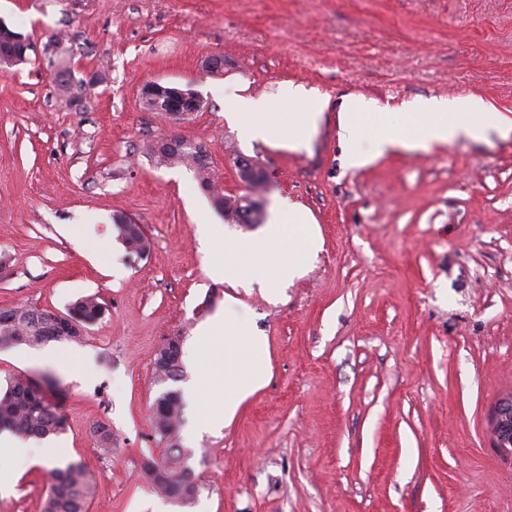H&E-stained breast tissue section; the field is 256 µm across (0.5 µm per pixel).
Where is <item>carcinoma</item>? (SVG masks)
<instances>
[{"label":"carcinoma","instance_id":"1","mask_svg":"<svg viewBox=\"0 0 512 512\" xmlns=\"http://www.w3.org/2000/svg\"><path fill=\"white\" fill-rule=\"evenodd\" d=\"M149 153L161 166H184L192 171L199 188L212 197L217 211L224 213V196L217 190L214 170L206 161L204 152L187 146L179 151H167L153 143L149 145ZM115 228L127 250L137 255L146 252L148 242L142 225L121 218L116 221ZM103 311L104 305L88 296L73 302L66 316L97 321ZM45 331L46 324L35 321L30 307H10L7 317L0 318V349L40 345ZM155 374L161 383L167 380L176 382L182 376V362L162 348L155 360ZM152 414L155 433L165 439L174 437L183 423V402L179 391L167 389L162 392L158 397V407ZM64 428L65 418L57 404L28 376L12 378L5 391L0 392V430L6 429L21 438L43 439ZM143 468L157 493L175 499L180 505L195 501L199 484L184 465L180 449H168L167 458L161 466L153 458H145ZM93 487V478L83 461L55 466L49 471L43 512H87Z\"/></svg>","mask_w":512,"mask_h":512}]
</instances>
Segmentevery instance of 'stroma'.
<instances>
[{"label": "stroma", "mask_w": 512, "mask_h": 512, "mask_svg": "<svg viewBox=\"0 0 512 512\" xmlns=\"http://www.w3.org/2000/svg\"><path fill=\"white\" fill-rule=\"evenodd\" d=\"M0 20L35 45L0 69V307L106 308L78 341L0 350V389L56 381L66 426L25 445L87 462L89 512H512V455L491 436L512 393V137L352 170L337 135L352 95L396 112L472 94L512 114V0H0ZM212 53L224 74L203 70ZM153 81L202 109L148 111ZM287 82L327 100L306 150L225 119L226 98ZM168 136L207 149L225 195L245 192L240 153L265 171L264 212L310 211L323 248L277 302L210 276L204 223L262 227L223 222L192 171L156 165L146 146ZM119 215L143 226L144 256L118 241ZM228 308L267 336L271 376L230 425L179 439L200 485L184 507L142 468L170 446L154 361ZM47 480L39 461L1 474L0 512H41Z\"/></svg>", "instance_id": "stroma-1"}]
</instances>
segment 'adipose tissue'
I'll list each match as a JSON object with an SVG mask.
<instances>
[{
    "mask_svg": "<svg viewBox=\"0 0 512 512\" xmlns=\"http://www.w3.org/2000/svg\"><path fill=\"white\" fill-rule=\"evenodd\" d=\"M325 107L324 97L294 83L281 87L272 99L236 96L224 102L227 118L239 124L246 139L294 152L307 147ZM402 118V132H392L391 113L371 100L347 99L339 121L347 167L361 170L397 151L427 150L459 138L488 143L512 136V115L494 111L473 95L420 101ZM205 234L217 243L210 264L215 277L258 283L273 299L282 281L301 276L322 248L309 211L289 202L275 207L259 235L231 239L211 224ZM216 358L224 361V376L217 383L210 374ZM190 359L196 367L195 427L200 431L229 425L241 403L265 385L270 373L268 339L245 320L216 321L201 329L190 347Z\"/></svg>",
    "mask_w": 512,
    "mask_h": 512,
    "instance_id": "1",
    "label": "adipose tissue"
}]
</instances>
